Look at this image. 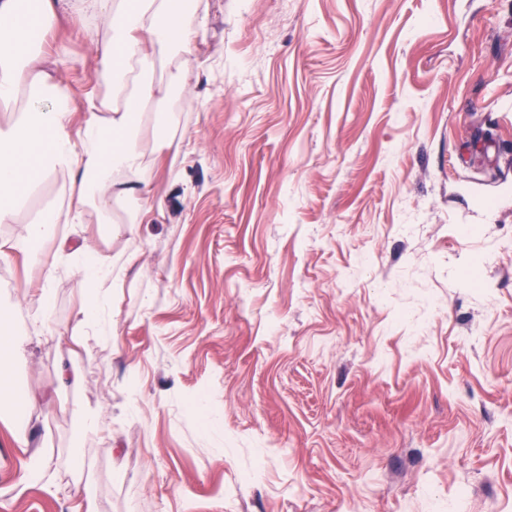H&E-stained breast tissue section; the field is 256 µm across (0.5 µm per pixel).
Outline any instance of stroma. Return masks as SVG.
<instances>
[{
  "label": "stroma",
  "mask_w": 512,
  "mask_h": 512,
  "mask_svg": "<svg viewBox=\"0 0 512 512\" xmlns=\"http://www.w3.org/2000/svg\"><path fill=\"white\" fill-rule=\"evenodd\" d=\"M198 3L166 106L186 156L157 171L116 340L47 336L18 367L48 404L29 447L0 423V512H512V0ZM55 37L83 109L92 50ZM68 188L47 177L0 241ZM58 233L128 246L93 211ZM77 280L53 286L68 336ZM37 288L0 260L17 333ZM36 451L59 497L20 484Z\"/></svg>",
  "instance_id": "obj_1"
}]
</instances>
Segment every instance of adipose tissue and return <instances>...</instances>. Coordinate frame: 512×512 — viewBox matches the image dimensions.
<instances>
[{
	"label": "adipose tissue",
	"instance_id": "1",
	"mask_svg": "<svg viewBox=\"0 0 512 512\" xmlns=\"http://www.w3.org/2000/svg\"><path fill=\"white\" fill-rule=\"evenodd\" d=\"M69 21L90 45L95 76L104 96L88 100L79 124L67 108L69 87L51 70L67 63L64 43L44 45L62 21ZM205 17L185 0H0V105L20 106L21 115L0 123V224L16 223L41 179L66 174L72 189L61 206L48 208L21 233L0 242V259L22 258L40 288V333L55 334L52 284L72 260H79L78 287L84 301L76 316L85 328L82 344L114 341L112 291L118 271L141 251H126L118 262L103 260L84 239L57 234L61 224H80L87 209L108 215L113 203L128 205L125 224L114 234L135 238L160 206L149 195L157 158L178 151L173 137L157 132L146 105L165 102L183 88L196 59L193 33ZM52 244L56 262L47 265L43 247ZM12 312L0 308V397L9 398L16 420L31 422L38 401L18 391L12 366L27 359L35 336L12 337Z\"/></svg>",
	"mask_w": 512,
	"mask_h": 512
}]
</instances>
